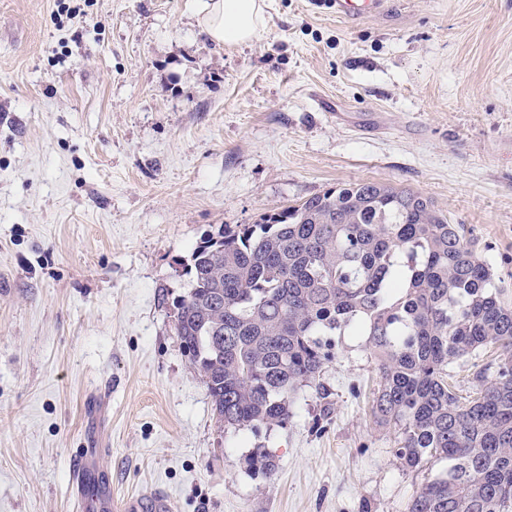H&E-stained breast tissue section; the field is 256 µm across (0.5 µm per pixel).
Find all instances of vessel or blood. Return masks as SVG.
<instances>
[{"label": "vessel or blood", "mask_w": 512, "mask_h": 512, "mask_svg": "<svg viewBox=\"0 0 512 512\" xmlns=\"http://www.w3.org/2000/svg\"><path fill=\"white\" fill-rule=\"evenodd\" d=\"M332 6L337 19L353 24L383 14L387 0H332ZM103 454V448L91 444L73 462L71 491L80 512H171L169 497L157 490L128 500L116 499L111 480L99 470Z\"/></svg>", "instance_id": "vessel-or-blood-1"}]
</instances>
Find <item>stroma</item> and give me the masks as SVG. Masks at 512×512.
<instances>
[{
  "mask_svg": "<svg viewBox=\"0 0 512 512\" xmlns=\"http://www.w3.org/2000/svg\"><path fill=\"white\" fill-rule=\"evenodd\" d=\"M355 25L269 0L218 47L197 0H0V512H74L90 436L112 490L174 512H406L359 341L253 438L217 422L176 334L193 248L332 187L412 189L466 225L512 302V0H389ZM246 462L250 469L265 476L273 475L276 470L274 456L263 443L254 444Z\"/></svg>",
  "mask_w": 512,
  "mask_h": 512,
  "instance_id": "obj_1",
  "label": "stroma"
}]
</instances>
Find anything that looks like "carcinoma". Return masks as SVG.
Instances as JSON below:
<instances>
[{
    "instance_id": "1",
    "label": "carcinoma",
    "mask_w": 512,
    "mask_h": 512,
    "mask_svg": "<svg viewBox=\"0 0 512 512\" xmlns=\"http://www.w3.org/2000/svg\"><path fill=\"white\" fill-rule=\"evenodd\" d=\"M185 268L175 329L224 428L287 426L300 392L327 398L325 367L362 339L395 457L412 472L447 463L406 512H512V305L465 225L410 189L356 183L209 235ZM490 348L476 396H459L448 367ZM247 464L276 470L263 443Z\"/></svg>"
}]
</instances>
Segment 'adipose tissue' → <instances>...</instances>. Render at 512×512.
Masks as SVG:
<instances>
[{"label":"adipose tissue","mask_w":512,"mask_h":512,"mask_svg":"<svg viewBox=\"0 0 512 512\" xmlns=\"http://www.w3.org/2000/svg\"><path fill=\"white\" fill-rule=\"evenodd\" d=\"M267 7V0H212L200 24L211 41L232 47L261 34Z\"/></svg>","instance_id":"obj_1"}]
</instances>
